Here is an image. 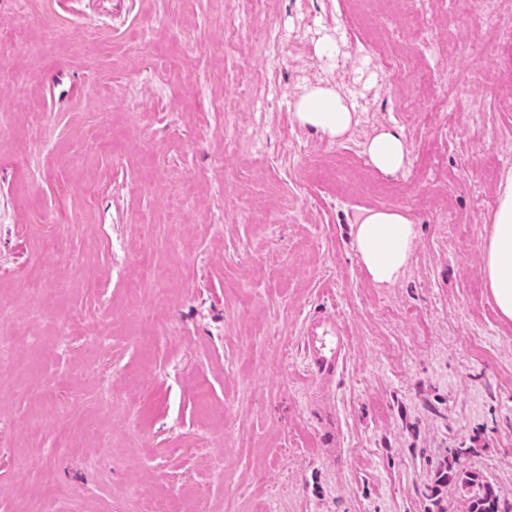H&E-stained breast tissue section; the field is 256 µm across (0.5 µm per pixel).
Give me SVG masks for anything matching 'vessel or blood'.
<instances>
[{"instance_id": "b4317fda", "label": "vessel or blood", "mask_w": 512, "mask_h": 512, "mask_svg": "<svg viewBox=\"0 0 512 512\" xmlns=\"http://www.w3.org/2000/svg\"><path fill=\"white\" fill-rule=\"evenodd\" d=\"M302 347L310 371L329 379L336 375L346 357V339L335 318L309 320L302 338Z\"/></svg>"}]
</instances>
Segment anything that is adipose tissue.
I'll use <instances>...</instances> for the list:
<instances>
[{"label":"adipose tissue","mask_w":512,"mask_h":512,"mask_svg":"<svg viewBox=\"0 0 512 512\" xmlns=\"http://www.w3.org/2000/svg\"><path fill=\"white\" fill-rule=\"evenodd\" d=\"M302 126L332 140L344 138L355 123L345 96L329 86L307 88L294 103ZM372 166L380 173H399L406 160L402 135L394 128H379L366 145ZM417 232L402 213L385 209L366 211L353 229L356 253L377 283L395 282L413 253ZM482 274L504 321H512V170L498 185V205L483 248Z\"/></svg>","instance_id":"ef3b65f1"}]
</instances>
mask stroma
<instances>
[{"mask_svg": "<svg viewBox=\"0 0 512 512\" xmlns=\"http://www.w3.org/2000/svg\"><path fill=\"white\" fill-rule=\"evenodd\" d=\"M374 9L403 74L349 0H0V512H465L452 464L512 506V324L481 272L512 112L480 87L512 93V22ZM317 84L354 107L341 141L294 117ZM390 126L404 169L342 189ZM379 207L417 229L390 285L352 246ZM328 315L348 353L322 384L300 340Z\"/></svg>", "mask_w": 512, "mask_h": 512, "instance_id": "stroma-1", "label": "stroma"}]
</instances>
